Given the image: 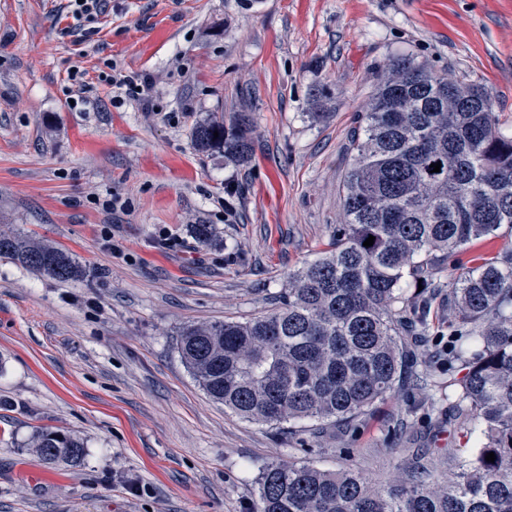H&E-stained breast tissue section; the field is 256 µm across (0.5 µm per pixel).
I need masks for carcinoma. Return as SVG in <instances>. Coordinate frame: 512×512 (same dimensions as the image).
I'll use <instances>...</instances> for the list:
<instances>
[{
    "mask_svg": "<svg viewBox=\"0 0 512 512\" xmlns=\"http://www.w3.org/2000/svg\"><path fill=\"white\" fill-rule=\"evenodd\" d=\"M249 133L239 113L228 126L196 125L191 140L243 165ZM352 148L345 222L328 250L288 274L280 305L177 333L205 393L248 421L291 431L365 414L402 381L404 337L429 335L435 275L471 243L512 229V137L483 88L396 57L358 115ZM0 257L57 281L86 275L67 250L12 230H0ZM448 350L464 371L448 399L476 437L452 479L422 466L373 487L354 467L278 463L257 479L254 512H512V254L480 257L448 284ZM31 446L48 464L85 453L80 439L47 428Z\"/></svg>",
    "mask_w": 512,
    "mask_h": 512,
    "instance_id": "carcinoma-1",
    "label": "carcinoma"
}]
</instances>
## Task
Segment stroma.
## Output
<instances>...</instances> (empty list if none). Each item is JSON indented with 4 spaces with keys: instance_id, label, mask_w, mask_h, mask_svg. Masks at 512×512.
I'll list each match as a JSON object with an SVG mask.
<instances>
[{
    "instance_id": "35a3bbf8",
    "label": "stroma",
    "mask_w": 512,
    "mask_h": 512,
    "mask_svg": "<svg viewBox=\"0 0 512 512\" xmlns=\"http://www.w3.org/2000/svg\"><path fill=\"white\" fill-rule=\"evenodd\" d=\"M73 11L0 0V221L87 271L62 283L0 258V512H253L270 464L351 465L381 486L421 448L454 474L473 443L448 421L447 292L412 349L427 389H395L347 428L238 418L176 339L272 309L327 248L350 131L394 58L481 86L512 135V0H106L92 34ZM128 75L147 77L143 98L118 88ZM238 112L248 163L193 149L198 122ZM113 196L123 210L104 208ZM43 428L82 439L83 458L45 464L28 446Z\"/></svg>"
}]
</instances>
